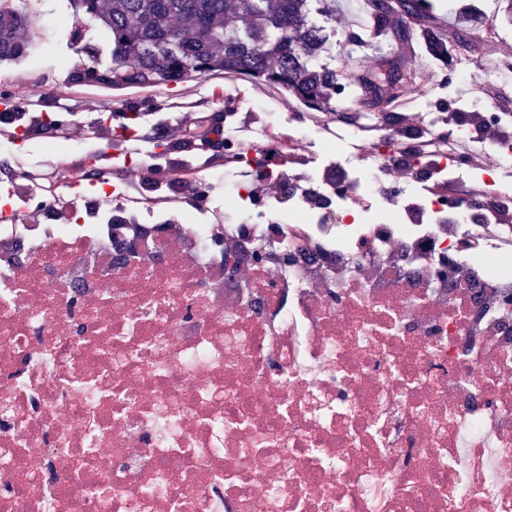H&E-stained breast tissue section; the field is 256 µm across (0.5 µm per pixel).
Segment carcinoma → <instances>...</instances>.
<instances>
[{"mask_svg": "<svg viewBox=\"0 0 512 512\" xmlns=\"http://www.w3.org/2000/svg\"><path fill=\"white\" fill-rule=\"evenodd\" d=\"M83 22L111 35L113 84L139 85L153 78L178 83L215 72L236 79L262 81L283 89L318 111H332L336 86L367 97L382 71L348 79L323 62L336 15V0H70ZM392 0L395 18L381 19L372 0L373 25L364 36L390 30L405 35L418 24L425 50L448 63L447 36L418 20L433 3ZM30 19L22 0H0V62L23 57L30 47Z\"/></svg>", "mask_w": 512, "mask_h": 512, "instance_id": "carcinoma-1", "label": "carcinoma"}]
</instances>
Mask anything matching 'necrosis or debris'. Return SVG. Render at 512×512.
Listing matches in <instances>:
<instances>
[{
  "instance_id": "1",
  "label": "necrosis or debris",
  "mask_w": 512,
  "mask_h": 512,
  "mask_svg": "<svg viewBox=\"0 0 512 512\" xmlns=\"http://www.w3.org/2000/svg\"><path fill=\"white\" fill-rule=\"evenodd\" d=\"M448 62L463 110L419 125L416 76L328 129L293 112L245 137L225 113L212 170L272 204L240 224L202 222L181 179L163 220L63 208L86 132L42 115L60 164L15 171L25 224L0 217V512L512 506V222L458 251L512 212V114L478 91L482 57Z\"/></svg>"
}]
</instances>
